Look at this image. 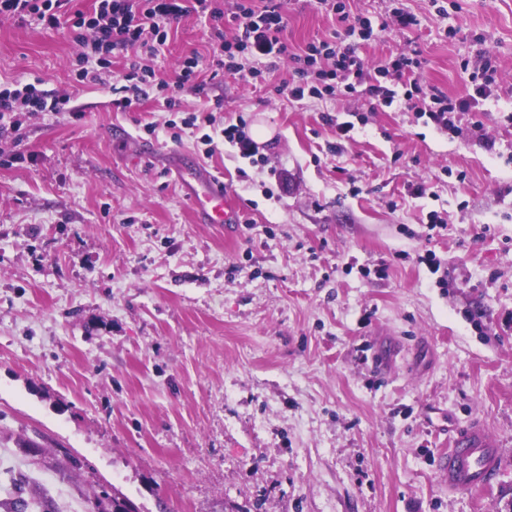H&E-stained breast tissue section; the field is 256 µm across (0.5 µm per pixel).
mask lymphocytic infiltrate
Wrapping results in <instances>:
<instances>
[{
  "label": "lymphocytic infiltrate",
  "mask_w": 512,
  "mask_h": 512,
  "mask_svg": "<svg viewBox=\"0 0 512 512\" xmlns=\"http://www.w3.org/2000/svg\"><path fill=\"white\" fill-rule=\"evenodd\" d=\"M71 0H0V15L17 19L20 23L47 28L68 22L75 33L81 51L76 71L77 83L100 81L103 70L112 65L114 50H134L125 73L120 75L112 104L126 110L146 95L148 88H156L168 111L182 109L181 94L195 87L203 69L212 76L232 71L241 72L242 58L254 60L288 58L296 66L297 74L316 69L314 84L294 81L282 82L279 95L301 99L307 96L322 99L335 92L351 94L363 89L372 106L397 107L412 110L414 89L420 88L418 78L421 63L416 55L399 54L384 60L376 68L378 82H368V70L356 44L322 40L309 43L304 50L290 53L282 39L285 28L284 0H232L230 10H223L217 0H95L92 11L70 10ZM194 14L209 23L210 37L220 51L211 61H203L197 53L185 56L174 82H155V72L147 65V58L157 56L168 39L171 21ZM236 24L233 34L224 31L225 17ZM410 77L411 88L404 93L382 85L385 77L402 80ZM68 101L67 96L27 84L22 88L0 89V136L18 134L23 113L58 112Z\"/></svg>",
  "instance_id": "obj_1"
}]
</instances>
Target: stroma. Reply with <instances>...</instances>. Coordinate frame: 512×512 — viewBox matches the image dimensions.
<instances>
[{"instance_id":"1","label":"stroma","mask_w":512,"mask_h":512,"mask_svg":"<svg viewBox=\"0 0 512 512\" xmlns=\"http://www.w3.org/2000/svg\"><path fill=\"white\" fill-rule=\"evenodd\" d=\"M345 4L372 23L369 67L419 52L423 88L455 102L486 52L494 96L453 133L361 92L277 95L285 59L205 72L183 111L270 133L264 161L222 140L207 156L156 98L113 108L127 53L82 85L68 25L0 17V87L70 95L0 140V512H512V0ZM285 15L295 53L340 28L319 0ZM213 49L190 15L151 65L170 81ZM180 154L222 176L231 231L195 223ZM474 423L501 470L449 492L438 459Z\"/></svg>"}]
</instances>
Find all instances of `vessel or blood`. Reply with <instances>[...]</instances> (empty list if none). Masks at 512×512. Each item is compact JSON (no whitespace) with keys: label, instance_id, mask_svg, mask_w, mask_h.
Returning a JSON list of instances; mask_svg holds the SVG:
<instances>
[{"label":"vessel or blood","instance_id":"obj_1","mask_svg":"<svg viewBox=\"0 0 512 512\" xmlns=\"http://www.w3.org/2000/svg\"><path fill=\"white\" fill-rule=\"evenodd\" d=\"M182 176L190 180V201L198 223L235 224L238 211L226 197L220 176L211 174L191 158H183ZM500 452L490 433L473 424L454 437L439 459L438 469L448 476L452 491H473L489 486L499 473Z\"/></svg>","mask_w":512,"mask_h":512}]
</instances>
